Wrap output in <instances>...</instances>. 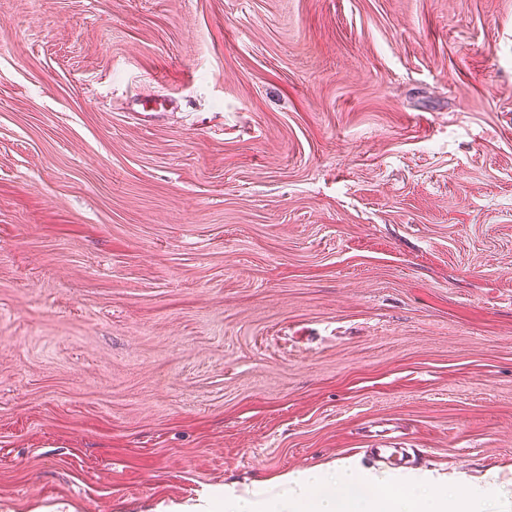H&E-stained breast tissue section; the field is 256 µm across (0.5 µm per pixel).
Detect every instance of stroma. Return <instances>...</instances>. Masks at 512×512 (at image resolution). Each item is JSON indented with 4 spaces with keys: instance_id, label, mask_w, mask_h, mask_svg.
I'll return each instance as SVG.
<instances>
[{
    "instance_id": "1",
    "label": "stroma",
    "mask_w": 512,
    "mask_h": 512,
    "mask_svg": "<svg viewBox=\"0 0 512 512\" xmlns=\"http://www.w3.org/2000/svg\"><path fill=\"white\" fill-rule=\"evenodd\" d=\"M379 448L512 482V0H0V512Z\"/></svg>"
}]
</instances>
